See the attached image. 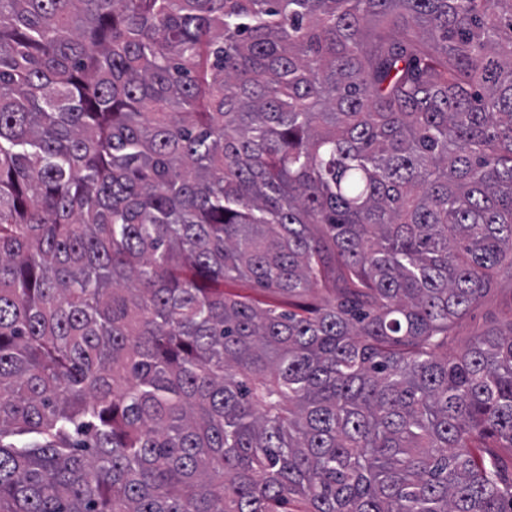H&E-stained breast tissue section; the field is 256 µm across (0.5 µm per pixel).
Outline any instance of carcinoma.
Returning a JSON list of instances; mask_svg holds the SVG:
<instances>
[{
	"instance_id": "1",
	"label": "carcinoma",
	"mask_w": 512,
	"mask_h": 512,
	"mask_svg": "<svg viewBox=\"0 0 512 512\" xmlns=\"http://www.w3.org/2000/svg\"><path fill=\"white\" fill-rule=\"evenodd\" d=\"M501 268L512 0H0V512H512ZM511 309L512 279L504 274L497 275L480 303L453 324L450 346L462 349L473 336L503 320Z\"/></svg>"
}]
</instances>
